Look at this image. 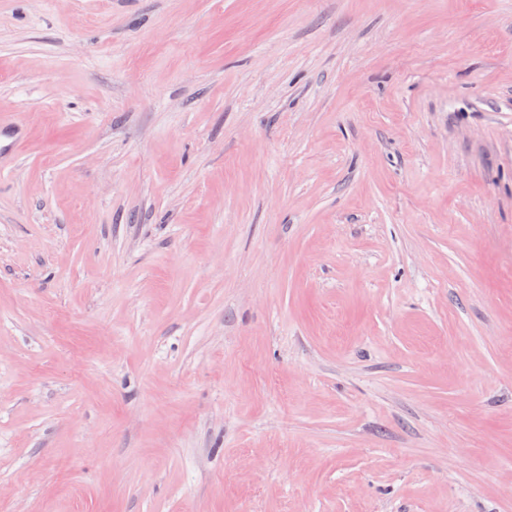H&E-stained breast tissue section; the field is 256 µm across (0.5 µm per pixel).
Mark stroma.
Returning a JSON list of instances; mask_svg holds the SVG:
<instances>
[{
    "label": "stroma",
    "instance_id": "1",
    "mask_svg": "<svg viewBox=\"0 0 512 512\" xmlns=\"http://www.w3.org/2000/svg\"><path fill=\"white\" fill-rule=\"evenodd\" d=\"M0 512H512V0H0ZM24 141V131L14 120L0 114V169L15 159L18 146ZM3 151V152H2Z\"/></svg>",
    "mask_w": 512,
    "mask_h": 512
}]
</instances>
